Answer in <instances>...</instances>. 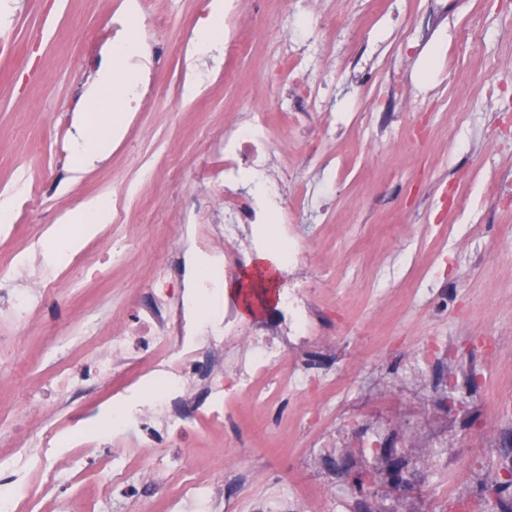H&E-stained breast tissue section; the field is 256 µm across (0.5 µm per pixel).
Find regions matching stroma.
Returning <instances> with one entry per match:
<instances>
[{
  "label": "stroma",
  "instance_id": "1",
  "mask_svg": "<svg viewBox=\"0 0 512 512\" xmlns=\"http://www.w3.org/2000/svg\"><path fill=\"white\" fill-rule=\"evenodd\" d=\"M208 2L145 0L138 29L148 64L128 132L105 154L81 159L69 152L75 118L88 112L85 93L108 59L124 0H0V196L33 199L0 232V276L18 272L34 228L60 229L86 200L120 195L125 211L144 218L127 257L108 273L98 264L108 232L88 241L61 266L59 297L18 326L25 343L0 348V365L12 372L0 381V459L39 448L42 429L68 418L94 443L85 451L39 448L27 512H55L52 498L37 493L47 473L72 512H156L153 472L134 471L135 497L99 489L97 455L134 459L143 451L130 437L116 443L93 433L98 396L49 402L35 419L28 403L42 397L60 363L83 362L87 339L108 335L112 311L145 300L183 196L201 191L193 172L208 157L210 136L231 114L275 102L271 77L289 52L309 60L307 77L335 115L334 126L314 116L292 130L283 113L271 114L288 206L297 223L322 227L302 238L321 315L305 361L320 373L337 337H348L357 382L317 392L309 420L291 399L265 408L241 401L239 432L203 425L183 440L182 465L202 478L250 468L264 476L267 494H286L293 483L309 502L333 482L341 490L335 512H369L382 489L366 470L310 468L303 453L334 428L337 402L359 403L378 380L392 381L403 351L432 338L448 340L453 365L480 381L455 394L462 434L483 418L512 437V391L500 389L512 380V352L487 357L480 349L481 337L512 336V123L502 112L512 107V0H248L249 13L280 15L296 35L284 46L245 24L251 50L228 61L190 56ZM190 70L203 82L192 98L184 89ZM282 137L291 143L286 157L277 152ZM305 183L320 188L306 205ZM451 186L465 199L462 210L444 201ZM499 468L497 449L463 448L434 480L474 494Z\"/></svg>",
  "mask_w": 512,
  "mask_h": 512
}]
</instances>
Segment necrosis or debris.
<instances>
[{
    "label": "necrosis or debris",
    "mask_w": 512,
    "mask_h": 512,
    "mask_svg": "<svg viewBox=\"0 0 512 512\" xmlns=\"http://www.w3.org/2000/svg\"><path fill=\"white\" fill-rule=\"evenodd\" d=\"M270 121L265 106L225 121L223 134L210 143L212 152L224 158L223 170L196 175L212 193L215 223H200L198 198L187 199L168 241L169 258L153 269L150 306L117 311L106 347L86 365L61 366L54 377L52 387L60 396L74 385L97 388L103 379L121 378L112 394V417L99 425V432L120 435L130 429L137 447L171 448L202 423L233 419L239 400L263 406L277 394L298 399L316 382L300 358L317 336L312 288L299 258V227L278 182L245 189L257 174L271 170ZM265 246L280 251L288 260L287 274L299 280L282 295L270 319L243 326L234 299L204 312L184 289L170 285L171 263L181 260L187 248L206 254L213 266L227 272L247 266L253 251ZM59 282V274L38 261L24 277L1 278L0 321L19 323L36 302L55 297ZM423 366L419 357L409 358L397 385L436 404L434 417L382 433L376 425L394 406L367 396L358 405L337 408L335 430L313 443L308 463L333 461L349 469L372 462L383 467L406 463L398 501L403 512H418L411 505L418 497L426 502L425 512H444L448 500L460 499L459 490L422 482L446 467L449 449L461 445L449 426L444 367L435 365V378L427 383ZM316 383L332 389L340 379L332 375ZM170 473L179 479L177 494L168 493L163 482L152 490L166 498V512H211L216 480L199 479L179 466Z\"/></svg>",
    "instance_id": "1"
}]
</instances>
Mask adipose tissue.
Wrapping results in <instances>:
<instances>
[{"label":"adipose tissue","instance_id":"adipose-tissue-1","mask_svg":"<svg viewBox=\"0 0 512 512\" xmlns=\"http://www.w3.org/2000/svg\"><path fill=\"white\" fill-rule=\"evenodd\" d=\"M136 32V27H129L127 34L117 40L115 47L108 49L111 63L101 70L96 85L90 91L88 104L92 111L97 112L98 120L95 125L87 127L86 142L94 153L107 152L113 140L124 133L123 122L116 119L113 112L116 101L120 99L123 89L131 82L132 77L119 66L118 61L136 48ZM111 219L109 202L100 198L88 200L70 211L65 221L70 224L71 231L56 251V260L63 262L79 253L86 241L98 234L102 226L110 223Z\"/></svg>","mask_w":512,"mask_h":512}]
</instances>
